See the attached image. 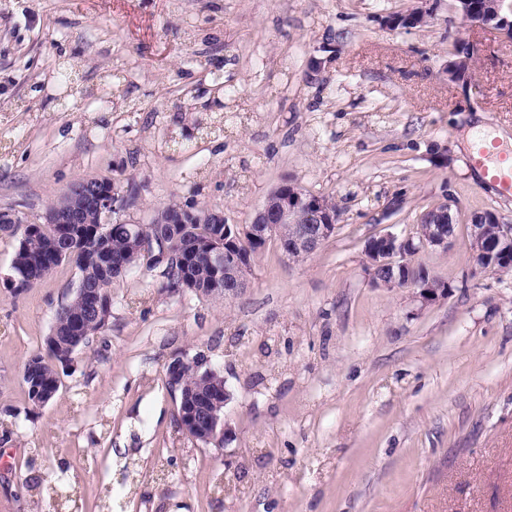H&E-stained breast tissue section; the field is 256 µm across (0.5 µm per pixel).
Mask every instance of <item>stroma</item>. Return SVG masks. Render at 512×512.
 <instances>
[{
	"label": "stroma",
	"mask_w": 512,
	"mask_h": 512,
	"mask_svg": "<svg viewBox=\"0 0 512 512\" xmlns=\"http://www.w3.org/2000/svg\"><path fill=\"white\" fill-rule=\"evenodd\" d=\"M417 5L0 0V208L39 217L107 177L137 187L123 222L175 202L248 224L285 181L337 209L313 254L268 245L229 299L159 292L143 267L114 280L108 326L42 408L24 363L76 276L14 294L19 239L0 236V512H512V274L476 269L467 232L486 209L512 224V198L463 143L512 131V39L452 0L388 24ZM445 202L455 238L412 262L447 296L373 285L366 240L416 236ZM198 352L230 393L222 446L174 425L166 366ZM457 43V53L465 58H453L448 62V79L451 82L464 83L467 80L468 73L463 70L462 64L468 57L474 58L476 47L466 40H459Z\"/></svg>",
	"instance_id": "35a3bbf8"
}]
</instances>
